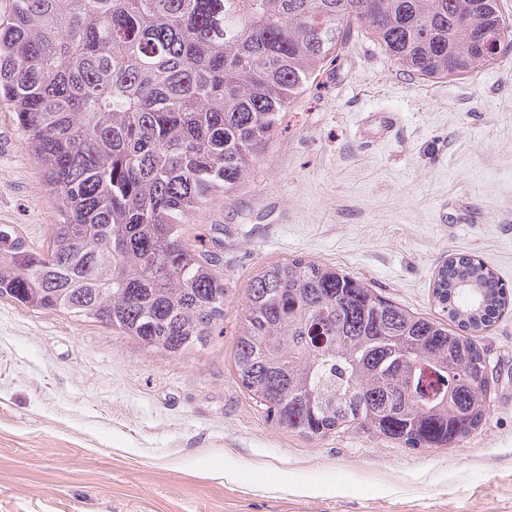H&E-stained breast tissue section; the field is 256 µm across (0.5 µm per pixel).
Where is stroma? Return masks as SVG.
<instances>
[{"label": "stroma", "instance_id": "obj_1", "mask_svg": "<svg viewBox=\"0 0 512 512\" xmlns=\"http://www.w3.org/2000/svg\"><path fill=\"white\" fill-rule=\"evenodd\" d=\"M395 131L369 141L368 115ZM54 192L0 103V228L48 245ZM220 259L224 334L177 359L0 299V512H512V306L477 332L491 411L456 448L272 423L233 362L250 279L303 257L438 314L448 259L512 288V46L469 77L408 76L352 37L285 112L251 177L182 226Z\"/></svg>", "mask_w": 512, "mask_h": 512}]
</instances>
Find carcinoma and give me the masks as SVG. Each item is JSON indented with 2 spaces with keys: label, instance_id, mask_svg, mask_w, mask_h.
<instances>
[{
  "label": "carcinoma",
  "instance_id": "carcinoma-1",
  "mask_svg": "<svg viewBox=\"0 0 512 512\" xmlns=\"http://www.w3.org/2000/svg\"><path fill=\"white\" fill-rule=\"evenodd\" d=\"M426 81L469 77L512 45L500 0H13L0 98L56 193L45 251L0 246V298L106 325L177 358L224 334V277L181 238L254 169L282 113L353 30ZM488 37L480 44L475 34ZM429 317L296 257L254 275L234 368L277 425L358 427L454 448L494 376L468 331L512 292L481 260L437 273Z\"/></svg>",
  "mask_w": 512,
  "mask_h": 512
}]
</instances>
